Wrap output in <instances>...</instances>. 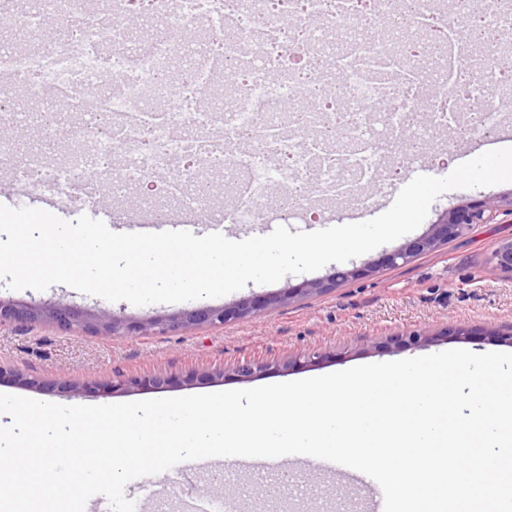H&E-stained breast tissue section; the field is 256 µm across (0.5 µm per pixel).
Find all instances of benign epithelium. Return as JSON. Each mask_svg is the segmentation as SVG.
I'll return each instance as SVG.
<instances>
[{
	"instance_id": "obj_1",
	"label": "benign epithelium",
	"mask_w": 512,
	"mask_h": 512,
	"mask_svg": "<svg viewBox=\"0 0 512 512\" xmlns=\"http://www.w3.org/2000/svg\"><path fill=\"white\" fill-rule=\"evenodd\" d=\"M512 212V194L507 197L480 203H462L444 212L440 221L429 225L419 237L383 254L376 260L346 271H337L321 281H307L288 287L281 294L245 299L231 305H199L191 310L167 316H155L142 321L128 320L112 313L95 314L71 306L21 305L0 298V325L14 323L48 322L63 330L84 329L99 336H147L162 332L189 330L201 326H222L228 322L246 318L252 314L273 309L285 300L312 291L328 289L350 279L366 277L372 273L395 269L419 256L431 254L439 248L463 237L475 224H489L501 210ZM491 262L501 274L512 277V241L500 244L492 253ZM267 369V365L251 360L238 362L233 371L237 376L249 378ZM11 378L19 385L48 393H66L71 390L87 394L107 395L119 390H163L178 379L162 372L143 377L112 382H86L81 385L69 381L49 382L32 380L0 366V381Z\"/></svg>"
}]
</instances>
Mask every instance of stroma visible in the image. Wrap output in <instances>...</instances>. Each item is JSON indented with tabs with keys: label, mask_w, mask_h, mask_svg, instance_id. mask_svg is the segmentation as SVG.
<instances>
[{
	"label": "stroma",
	"mask_w": 512,
	"mask_h": 512,
	"mask_svg": "<svg viewBox=\"0 0 512 512\" xmlns=\"http://www.w3.org/2000/svg\"><path fill=\"white\" fill-rule=\"evenodd\" d=\"M478 145L456 146L453 153L430 152L422 168L403 166L394 185L371 187L373 204L356 209L343 203L319 206L316 217L291 219L290 232L316 231L337 224L372 219L393 204L400 189L418 174L447 176L458 162L477 156ZM6 174L0 172V204L13 208L32 207L51 212L64 220L86 214L108 221L118 233L127 232L130 221L139 219L142 207L130 203L83 202L64 204L56 197H15L5 189ZM512 192V184L453 189L443 193L431 206L427 223H435L450 207L471 200L495 199ZM228 200L217 193L209 210L190 214L169 212L172 224H193L201 231L219 232L231 240L270 234L278 225L276 218L255 223H230L224 219ZM512 239V214L499 213L489 224H478L463 238L438 252L415 258L410 263L380 274L353 279L334 290L297 299L251 318L218 327H199L153 336L113 338L94 336L80 330L64 332L49 324L15 323L0 326V366L31 378L73 381H109L163 372L183 377L192 370H224V377L165 389V397H180L205 392L243 390L269 383L295 381L342 371L351 367L401 360L451 349L474 353H512V279L496 271L491 263L493 250ZM328 264L315 272L289 275L274 284L250 283L243 289L216 298V305L283 291L304 281L326 278L336 272ZM0 297L22 304H63L89 310H105L133 319L171 314L192 309V302L155 303L134 306L125 301L110 302L81 294L57 284L44 291L11 290L0 280ZM465 325L476 328V335L460 338L450 328ZM438 334L436 342L406 345L399 335L411 331ZM324 352L323 361L304 368L288 367V360L312 351ZM241 360L267 363V370L242 381L231 368ZM0 393L36 400L50 399L63 405H106L151 399L148 391H130L89 397L76 393L46 395L45 392L0 382ZM158 487L147 498V512H199L198 499L181 492L169 472L151 475ZM301 493L294 500V512H370L368 497L359 488L344 493L330 487L329 476L313 472L298 477ZM245 494L235 487H215L208 469L197 478L200 495L218 488L223 512H255L259 503L287 492L274 474L249 477Z\"/></svg>",
	"instance_id": "stroma-1"
}]
</instances>
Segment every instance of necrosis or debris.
Here are the masks:
<instances>
[{
  "instance_id": "4bbe7bcc",
  "label": "necrosis or debris",
  "mask_w": 512,
  "mask_h": 512,
  "mask_svg": "<svg viewBox=\"0 0 512 512\" xmlns=\"http://www.w3.org/2000/svg\"><path fill=\"white\" fill-rule=\"evenodd\" d=\"M35 0L19 11L0 0V21L27 46L0 47V105L38 135L25 152L0 142V167L26 194L65 198L106 192L155 212L198 211L200 185L223 175L236 221L310 207L307 188L364 207V186L392 177L402 130L417 144L461 127L482 139L512 118V78L496 66L512 40V8L501 0H409L405 18L364 34L363 0ZM485 33V60L455 21ZM149 15L169 28L205 26L190 43L146 33L128 41L120 19ZM80 24L78 38L47 46L43 22ZM66 106L91 112L93 127L71 133L64 151L49 116ZM181 178L160 180L171 165Z\"/></svg>"
}]
</instances>
